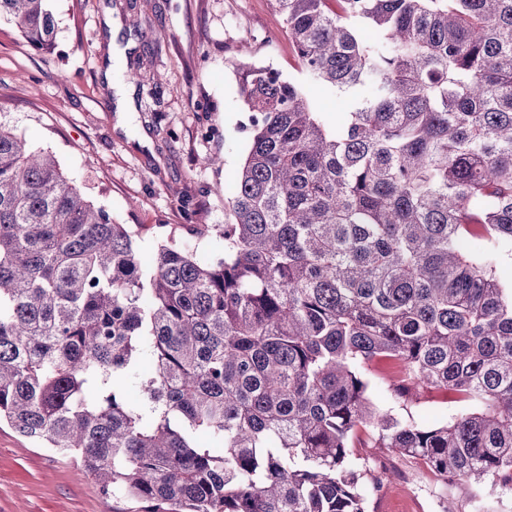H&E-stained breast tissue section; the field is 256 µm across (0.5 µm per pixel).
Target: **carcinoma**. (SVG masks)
Returning a JSON list of instances; mask_svg holds the SVG:
<instances>
[{"label":"carcinoma","mask_w":512,"mask_h":512,"mask_svg":"<svg viewBox=\"0 0 512 512\" xmlns=\"http://www.w3.org/2000/svg\"><path fill=\"white\" fill-rule=\"evenodd\" d=\"M47 0L0 19L53 45ZM329 124L265 64L224 199V254L155 243L0 126V424L73 453L141 512H366L356 434L444 482L512 488V0H272ZM392 389L471 402L433 427ZM135 387L141 398L133 402ZM313 98L316 100L321 112L331 123H336L341 120L343 112H337L340 104L336 100L331 91L324 89H313L311 91ZM392 368L393 365L388 360H375L361 368L369 384L368 397L381 414L419 426L432 427L450 422L469 407L467 402L448 400V393L437 388L424 390L417 398L409 401L398 398L389 386Z\"/></svg>","instance_id":"carcinoma-1"}]
</instances>
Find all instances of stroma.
Instances as JSON below:
<instances>
[{"label": "stroma", "mask_w": 512, "mask_h": 512, "mask_svg": "<svg viewBox=\"0 0 512 512\" xmlns=\"http://www.w3.org/2000/svg\"><path fill=\"white\" fill-rule=\"evenodd\" d=\"M55 42L41 49L0 22V125L54 153L64 172L124 224L145 225L143 251L191 225L226 224L224 190L243 159L244 104L237 68L262 62L304 77L270 0H48ZM130 68L139 83L116 87ZM206 156L220 157L215 166ZM393 365H366L375 409L423 427L467 409L431 388L398 398ZM352 460L367 466V512H512V490L487 483L441 485L418 460L359 436ZM105 494L71 456L38 447L0 425V512H139Z\"/></svg>", "instance_id": "35a3bbf8"}]
</instances>
